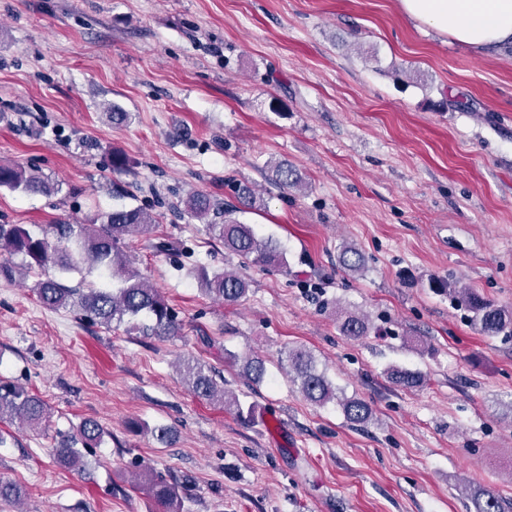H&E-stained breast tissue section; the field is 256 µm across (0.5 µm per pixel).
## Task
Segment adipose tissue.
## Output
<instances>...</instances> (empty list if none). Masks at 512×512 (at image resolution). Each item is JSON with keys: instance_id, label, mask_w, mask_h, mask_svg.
<instances>
[{"instance_id": "adipose-tissue-1", "label": "adipose tissue", "mask_w": 512, "mask_h": 512, "mask_svg": "<svg viewBox=\"0 0 512 512\" xmlns=\"http://www.w3.org/2000/svg\"><path fill=\"white\" fill-rule=\"evenodd\" d=\"M403 16L479 53L512 44V0H398Z\"/></svg>"}]
</instances>
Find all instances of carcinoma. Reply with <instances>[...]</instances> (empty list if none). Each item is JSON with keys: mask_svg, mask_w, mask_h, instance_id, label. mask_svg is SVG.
I'll return each mask as SVG.
<instances>
[{"mask_svg": "<svg viewBox=\"0 0 512 512\" xmlns=\"http://www.w3.org/2000/svg\"><path fill=\"white\" fill-rule=\"evenodd\" d=\"M270 181L282 188L303 186L302 177L287 161L271 166ZM25 193L49 194L58 187L34 171L17 165H0V187ZM239 202L247 210L264 207L263 198L248 182L238 185ZM185 211L194 219L207 221L208 230L223 244L224 249L239 260L241 271L210 272L204 267L196 276L203 291L225 303H237L249 292V280L243 270L253 267H287L286 252L278 240L258 236L253 227L235 217L237 210L227 209L204 192L190 195ZM156 217L140 207L119 206L101 215L98 224H49L39 234L30 232L21 224H0V253L22 257L28 271L44 272L53 267L61 273L84 269L95 270L101 286L72 288L52 277L37 281L35 294L38 302L49 310H68L109 328L125 326V331L144 340L164 341L182 335L183 324L178 320L161 292L148 285L140 272L131 266L125 253V239L132 232L145 236L152 234ZM339 265L352 274L367 269L364 255L356 248L345 246L338 257ZM458 303L469 313L474 328L484 336L512 337V309L499 306L473 288L458 290ZM340 332L358 339L367 335L369 323L364 317L346 311L340 316ZM288 364L293 381L307 402L323 406L335 401L345 418L358 424L373 419L371 407L356 397L338 396L336 387L324 372L317 369L311 353L303 347L288 351ZM243 374L254 382L266 375L265 362L258 356L247 357ZM182 381L197 396L209 401L219 400L224 407L242 420H252L255 406L243 407L236 397L224 391V377L199 359H186L180 370ZM392 379L406 388L423 385L419 371L395 370ZM49 419V407L36 392L6 378L0 377V423L18 422L31 430L42 427ZM112 437L95 418H83L68 432L59 434L52 449L56 460L66 469L81 472L88 460L86 453L101 447ZM132 487L146 486L155 506V512H183L186 485L171 473L164 475L147 465L138 464L131 471ZM23 490L17 484L0 480V500H19ZM474 512H512V500L507 502L497 493L484 490L475 499Z\"/></svg>", "mask_w": 512, "mask_h": 512, "instance_id": "obj_1", "label": "carcinoma"}]
</instances>
